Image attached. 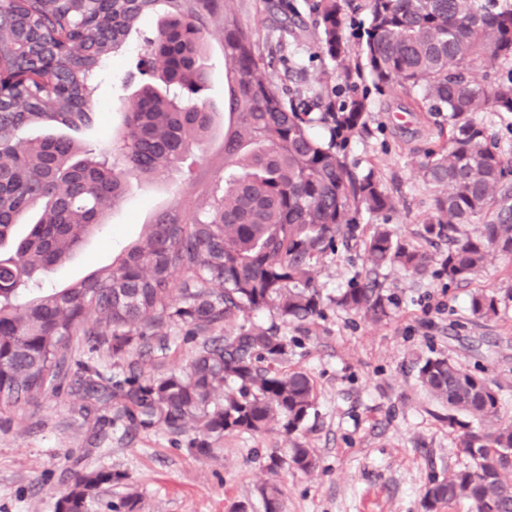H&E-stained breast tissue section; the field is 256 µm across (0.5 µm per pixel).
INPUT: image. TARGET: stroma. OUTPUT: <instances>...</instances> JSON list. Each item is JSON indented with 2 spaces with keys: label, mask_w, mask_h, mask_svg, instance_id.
<instances>
[{
  "label": "stroma",
  "mask_w": 512,
  "mask_h": 512,
  "mask_svg": "<svg viewBox=\"0 0 512 512\" xmlns=\"http://www.w3.org/2000/svg\"><path fill=\"white\" fill-rule=\"evenodd\" d=\"M239 3L260 48L279 50L280 60L269 72L273 83L312 99L330 95L344 101L343 76L318 51L312 29L283 32L266 0ZM223 41L222 29L210 27L208 77L196 96L219 112ZM140 48V41H132L101 77L91 123L71 132L81 146L105 151L121 130L125 96L136 91L124 79ZM359 88L368 97L366 127L349 144L347 160L357 173H374L396 196L397 209L378 220L425 248L430 265L420 275L398 266L372 268L365 243L378 220L365 213L346 245L313 263L322 296L319 317L297 322L256 314V322L276 324L287 338L288 367L307 372L316 383L315 406L303 427L291 436L276 428L229 433L214 455L202 457L164 427L135 429L116 420L111 401L86 403L80 363L115 380L132 369L146 378L177 371L204 340L223 335V324L196 330L167 321L151 329L148 344L133 343L118 356L106 347L89 352L79 341L59 390L0 411V512H56L77 471L122 475L101 487L91 512H124L122 503L132 493L140 512H263L259 489L270 483L282 490V512H425L422 498L430 478L470 463L448 426L447 408L417 379V364L433 356L448 357L496 384L502 418L512 421V256L490 258L467 283L451 285L438 277L444 248L428 242L424 224L434 191L418 165L443 143L439 119L422 106L421 90L395 85L380 92L367 77ZM173 206L187 214L200 206L198 191L181 172L131 179L105 223L47 276L46 287H62L111 265L146 224ZM356 281L373 282L387 297L382 321L339 305L342 292ZM478 289L496 296L497 317L471 315L470 297ZM295 441L312 448L316 470L306 474L286 465L270 473L269 456L286 455Z\"/></svg>",
  "instance_id": "35a3bbf8"
}]
</instances>
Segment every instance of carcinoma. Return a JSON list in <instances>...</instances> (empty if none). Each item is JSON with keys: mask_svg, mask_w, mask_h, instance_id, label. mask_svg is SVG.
I'll use <instances>...</instances> for the list:
<instances>
[{"mask_svg": "<svg viewBox=\"0 0 512 512\" xmlns=\"http://www.w3.org/2000/svg\"><path fill=\"white\" fill-rule=\"evenodd\" d=\"M354 0H312L309 14L322 54L336 63L350 95L325 105L298 91L283 97L268 79L274 52L256 45L237 0H0V62L25 67L26 78L0 100V410L38 400L66 374L73 338L92 350L112 343L118 354L133 340L147 342L156 323L179 319L198 326L224 323L180 372L144 378L130 371L107 387L88 369L85 396L115 402L130 426L162 425L196 436L188 450L207 456L233 431L274 426L291 435L313 409L316 387L305 371L287 369L288 340L274 325L238 323L269 310L283 320L309 321L322 299L313 261L346 240L360 211L382 216L396 198L372 173L347 163L345 147L365 129L367 99L355 78L418 87L428 111L448 125V141L419 164L434 189L428 234L448 242L438 275L472 279L494 253L512 254V159L503 156L479 112L512 113V68L506 79H474L478 61L512 65V5L499 0H366L367 22L348 36L345 9ZM220 14L224 31V183L200 193L185 217L176 209L146 225L142 238L111 265L63 288L38 278L71 255L125 193L132 177H162L181 167L215 132L216 113L187 97L206 81V28ZM149 16L146 57L136 63L140 87L129 100L125 128L107 155L83 151L71 138L48 135L21 142L24 129L91 122L96 79L124 50ZM78 41L85 52L46 76L51 45ZM364 65L351 64L352 54ZM333 137L313 136L307 116ZM36 213L27 234L20 219ZM483 225L472 235L463 227ZM375 267L427 271L429 254L382 224L366 245ZM179 286L183 305L171 298ZM340 305L373 319L387 315L386 298L368 283L341 294ZM471 314L497 315L494 296L472 293ZM417 378L448 406V426L471 465L433 480L426 512L465 500L470 512H512V423L500 418L496 385L446 358H427ZM290 465L317 468L310 449H288ZM118 472L74 476L57 512H91L98 490ZM264 512H280V490H262Z\"/></svg>", "mask_w": 512, "mask_h": 512, "instance_id": "carcinoma-1", "label": "carcinoma"}]
</instances>
